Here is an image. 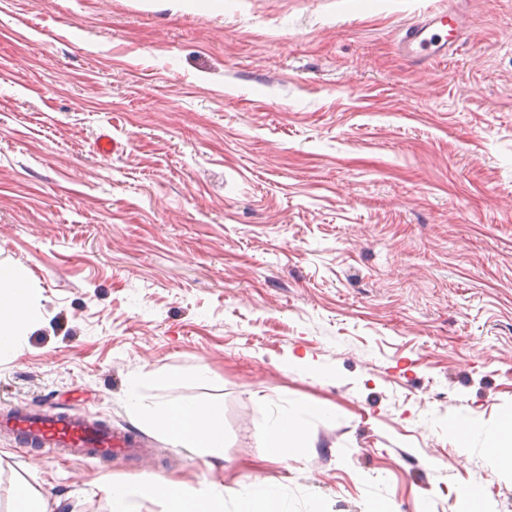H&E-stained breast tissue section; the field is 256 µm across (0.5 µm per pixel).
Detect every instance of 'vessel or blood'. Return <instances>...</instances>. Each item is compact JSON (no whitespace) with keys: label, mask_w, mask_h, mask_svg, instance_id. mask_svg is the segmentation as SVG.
Returning <instances> with one entry per match:
<instances>
[{"label":"vessel or blood","mask_w":512,"mask_h":512,"mask_svg":"<svg viewBox=\"0 0 512 512\" xmlns=\"http://www.w3.org/2000/svg\"><path fill=\"white\" fill-rule=\"evenodd\" d=\"M461 40L456 7L430 12L406 26L399 41L409 60L454 55ZM0 434L25 444L52 448L75 459L109 460L141 452L139 441L125 432H115L80 413H40L27 409L0 415Z\"/></svg>","instance_id":"1"}]
</instances>
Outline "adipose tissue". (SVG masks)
Instances as JSON below:
<instances>
[{
	"label": "adipose tissue",
	"mask_w": 512,
	"mask_h": 512,
	"mask_svg": "<svg viewBox=\"0 0 512 512\" xmlns=\"http://www.w3.org/2000/svg\"><path fill=\"white\" fill-rule=\"evenodd\" d=\"M33 312L22 275L8 266L0 267V357L12 354L33 327ZM129 406L138 421L162 433L175 447L195 449L204 462L224 457V423L221 411L195 402L169 401L143 403L137 388H130ZM459 441L479 435L489 459L512 453V414L504 415L494 427L464 417L448 426ZM308 437L299 411L269 418L265 423L266 458L284 462L292 458ZM108 500L110 512H137L140 499H157L164 512H224L233 503L235 512H288L280 488L271 482L251 483L242 488L228 487L212 480L201 489L191 488L166 477H154L136 484L119 483L104 476L96 484Z\"/></svg>",
	"instance_id": "adipose-tissue-1"
}]
</instances>
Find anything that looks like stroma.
Instances as JSON below:
<instances>
[{
	"mask_svg": "<svg viewBox=\"0 0 512 512\" xmlns=\"http://www.w3.org/2000/svg\"><path fill=\"white\" fill-rule=\"evenodd\" d=\"M448 0H0V264L36 321L0 414L67 408L141 437L104 463L0 434L48 512L102 476L262 477L292 512H512V457L450 420L512 411V0H465L462 47L414 65ZM117 143L94 149L101 131ZM209 375L201 380L198 367ZM222 410L224 462L128 408ZM310 445L263 458L300 402Z\"/></svg>",
	"mask_w": 512,
	"mask_h": 512,
	"instance_id": "stroma-1",
	"label": "stroma"
}]
</instances>
